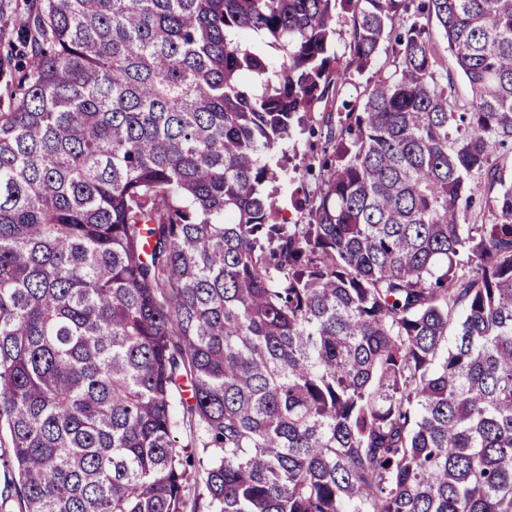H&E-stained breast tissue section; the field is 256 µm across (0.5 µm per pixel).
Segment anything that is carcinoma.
I'll list each match as a JSON object with an SVG mask.
<instances>
[{
  "label": "carcinoma",
  "instance_id": "carcinoma-1",
  "mask_svg": "<svg viewBox=\"0 0 512 512\" xmlns=\"http://www.w3.org/2000/svg\"><path fill=\"white\" fill-rule=\"evenodd\" d=\"M0 46V497L512 512V0H0ZM353 71L282 223L276 154Z\"/></svg>",
  "mask_w": 512,
  "mask_h": 512
}]
</instances>
